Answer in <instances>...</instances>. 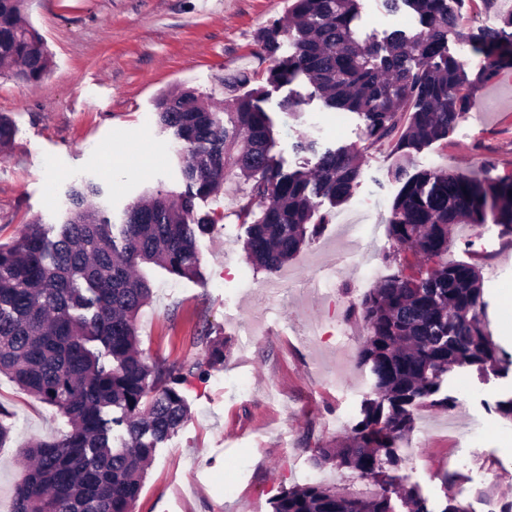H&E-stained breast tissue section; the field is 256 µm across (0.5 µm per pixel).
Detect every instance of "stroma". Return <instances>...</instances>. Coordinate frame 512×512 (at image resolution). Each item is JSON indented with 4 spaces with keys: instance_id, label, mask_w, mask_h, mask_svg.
Masks as SVG:
<instances>
[{
    "instance_id": "obj_1",
    "label": "stroma",
    "mask_w": 512,
    "mask_h": 512,
    "mask_svg": "<svg viewBox=\"0 0 512 512\" xmlns=\"http://www.w3.org/2000/svg\"><path fill=\"white\" fill-rule=\"evenodd\" d=\"M292 0H32L28 18L52 54L49 75L38 83L0 77V114L14 137L0 157V244L14 243L27 224L40 221L55 236L72 183L90 179L112 223L148 192L175 195L187 185L171 131L155 122L156 103L193 89L216 108L237 94V78L263 70L257 35L287 16ZM403 13L382 0H362L353 22L359 39L380 41L403 28ZM304 94L293 111L280 103L289 90ZM306 79L271 90L263 107L273 121L271 152L287 170L304 165L297 145L363 148L360 176L350 198L322 201L331 219L285 267L292 280L268 301L259 292L268 272L244 249L239 208L251 184L229 176L219 196L194 199L197 215L214 227L197 240L200 275L173 276L141 265L152 296L136 325L147 360L190 363L201 358L196 340L223 341L224 362L204 377H188L181 391L189 415L159 448L147 469L134 512H273L283 490L318 480L339 488L355 483L350 471L316 470L315 444H339L361 418L371 378L355 359L364 328L355 304L375 284L361 254L375 237L379 276L392 273L384 259L391 242L386 224L401 184L398 163L421 170L498 178L512 174V79L500 75L471 95L465 116L446 140L399 160L396 143L367 146L363 120L347 114L337 126L332 111L310 97ZM448 250L452 261L495 269L484 281L494 340L512 354V246L488 223L471 236L461 226ZM456 408L421 412L401 473L406 485L443 512L450 498L468 512H500L512 502V421L496 409L512 397V372L483 378L469 368L448 375ZM0 418L12 427L0 447V505L11 507L14 488L37 441L66 434L70 425L0 374ZM483 424L479 436L458 441L456 427ZM235 492L225 495V484Z\"/></svg>"
}]
</instances>
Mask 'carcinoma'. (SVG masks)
<instances>
[{"label": "carcinoma", "mask_w": 512, "mask_h": 512, "mask_svg": "<svg viewBox=\"0 0 512 512\" xmlns=\"http://www.w3.org/2000/svg\"><path fill=\"white\" fill-rule=\"evenodd\" d=\"M453 0H383L385 8L413 10L419 29L392 31L379 42L358 41L352 23L361 0H293L291 17L263 28L257 41L269 62L265 82L276 88L303 76L324 105L355 112L366 139L397 138L402 156L448 137L469 110V90L512 67V12L499 27L462 26ZM28 0H0V74L39 82L51 55L25 18ZM482 56L469 68L448 53V32ZM294 48L278 56L283 41ZM262 86L225 100V114L209 110L187 90L157 102L159 125L180 144L182 173L192 192L177 198L160 191L130 204L115 225L92 180H80L57 238L39 223L26 226L12 246H0V373L68 419L71 431L29 448L31 464L15 490L13 512H132L157 445L188 415L178 386L202 377L224 358L213 345L189 366H149L138 349L136 319L151 294L137 272L154 264L177 277L198 275L196 233L214 220L194 216L195 195H215L229 173L254 181L252 202L240 208L247 224L248 258L279 272L302 245L318 237L329 217L319 199L346 201L360 174L357 148L320 150L298 145L314 165L287 171L271 154L272 124L259 106ZM392 203L387 231L395 271L357 304L366 335L357 364L369 368L374 398L367 400L339 448L313 449L320 466L335 463L359 478L387 476L379 494L344 493L307 483L276 499L274 512H432L427 502L386 475L402 463L398 450L422 410H446L457 400L443 392L448 373L508 369L512 361L486 329L482 273L448 261L452 230L492 220L512 238V177L478 179L442 171L410 175ZM98 342L104 352L89 343ZM124 427L121 447L112 426Z\"/></svg>", "instance_id": "cac0c4a2"}]
</instances>
